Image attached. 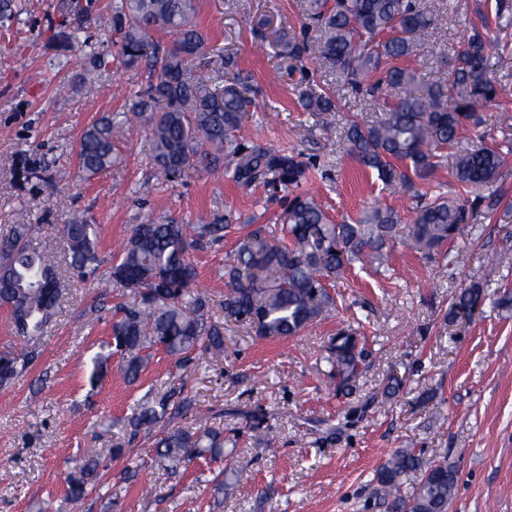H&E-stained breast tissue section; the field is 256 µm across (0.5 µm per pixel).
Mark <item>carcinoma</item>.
<instances>
[{
	"label": "carcinoma",
	"instance_id": "carcinoma-1",
	"mask_svg": "<svg viewBox=\"0 0 512 512\" xmlns=\"http://www.w3.org/2000/svg\"><path fill=\"white\" fill-rule=\"evenodd\" d=\"M301 7L307 23L299 35H279L278 54L299 61L310 56L336 69L355 93L367 99L382 93L392 101L373 124H347L341 140L348 154L376 172L384 188L394 189L414 178H432L443 163L444 148L454 145L451 175L463 191L475 194L473 204L496 195L501 153L489 145L463 146L460 141V130L473 117L475 104L497 93L487 69L491 42L474 33L455 56L449 74L431 81L399 64L424 48L436 24L435 15L420 0H301ZM111 10L114 39L90 56L92 67L107 66L108 57L115 55L127 67L147 64L150 80L134 96L129 111L103 116L82 131L76 145L78 173L89 178L117 162L114 132L133 116L150 126L152 157L162 181L175 183L192 167L222 163L240 187L261 185L288 195L283 223L275 228L236 224L229 213L191 226L146 216L133 225L105 270L98 225L83 214L60 225L71 270L127 291V300L116 306L112 336L104 345L107 353L94 360L91 381L115 354L121 357L126 378L135 381L153 350L186 369L196 361L192 354L197 348L224 347L220 328L210 320L208 300L192 292L197 272L190 251L217 243L234 230L240 236L225 264L224 317L249 326L261 338H283L298 335L336 310L330 285L351 265L380 269L386 250L397 244L430 256L469 224V209L443 195L420 205L410 224L400 223L394 209L381 205L364 210L351 224L333 223L302 190L310 175L302 153L250 146L240 135L252 89L237 76L220 81L191 69L206 45L194 21V0H121ZM311 27L318 31L313 43L307 40ZM156 32L168 35L171 46L161 49L153 39ZM373 72L381 73L374 82L369 80ZM301 102L313 112L334 107L327 93L313 88L301 94ZM37 229L36 224H17L0 238V307H8L26 341L18 351L0 353V387L30 371L38 340L63 295L46 257L27 244ZM486 300L484 282L475 273L454 296L448 321L472 319ZM365 358L358 337L337 333L327 357L337 386H349ZM189 405L175 387L139 402L128 418L127 438L113 449L114 455H122L141 434L153 432L158 458L172 469L189 457L224 456L221 431L172 425ZM97 467L94 448L74 461L67 480L69 499L84 497ZM412 471L419 472V482L406 500L397 496V481ZM377 480L381 497L392 498V512H448L458 472L446 458L425 466L419 454L404 448L390 456Z\"/></svg>",
	"mask_w": 512,
	"mask_h": 512
}]
</instances>
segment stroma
I'll return each instance as SVG.
<instances>
[{
    "instance_id": "1",
    "label": "stroma",
    "mask_w": 512,
    "mask_h": 512,
    "mask_svg": "<svg viewBox=\"0 0 512 512\" xmlns=\"http://www.w3.org/2000/svg\"><path fill=\"white\" fill-rule=\"evenodd\" d=\"M423 2L443 20L408 60L420 73L442 74L439 56H453L474 30L498 43L488 72L499 95L476 104L481 123L463 131L466 143L502 150L496 205L478 207L470 227L438 255L399 244L389 271L354 265L333 289L334 314L288 338H260L225 321L224 263L235 237L194 251V290L208 296L212 321L224 328L223 353H201V367L183 377L164 352H154L132 384L114 357L93 384V360L111 336V317L93 322L87 311L100 300L121 301L124 290L115 286L103 296L92 281L73 276L58 224L88 213L108 258L145 212L193 224L200 214L230 210L241 223L272 225L282 208L268 189L238 187L221 167H196L178 183L156 184L149 132L141 126L120 140L115 165L78 180L81 132L103 114L126 111L148 73L116 58L87 71L89 54L111 36L104 23H91L70 43L57 38L63 16L86 0H24L12 35L0 34V236L21 218L39 225L30 244L47 256L66 293L30 372L0 388V512H389L376 496V477L401 448L415 449L426 463L444 456L456 466L448 512H512V308L495 305L512 290V253L503 251L512 243V126L498 122L499 113H512V0ZM196 4L208 44L194 70L221 76L224 57H235L254 88L242 135L257 146L302 152L333 222L357 219L377 203L394 207L406 224L418 193L452 190L446 164L432 180L388 193L375 173L340 152L347 120L367 122L375 114L335 71L277 56V33L302 28L298 0ZM316 86L332 97L335 111L301 107V93ZM473 267L484 272L489 302L472 319L449 322L448 308ZM347 326L369 356L352 391L340 393L328 376L326 346ZM393 374L404 385L387 397L383 388ZM178 385L193 402L182 426L223 430L227 463L249 469V484L214 493L211 482L227 463L195 457L173 470L147 441L112 455L137 400ZM258 408L273 444L250 429ZM86 448L100 453L97 478L74 502L65 478Z\"/></svg>"
}]
</instances>
